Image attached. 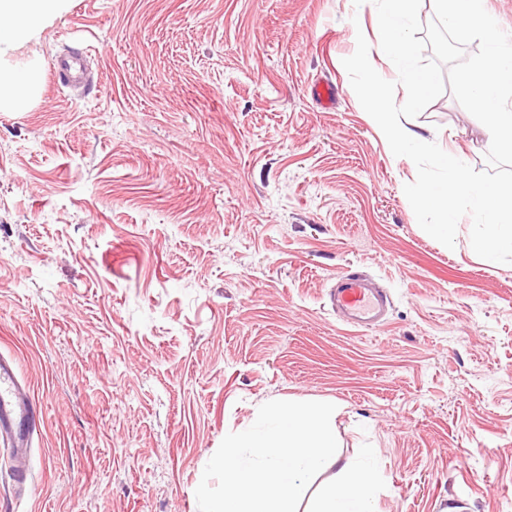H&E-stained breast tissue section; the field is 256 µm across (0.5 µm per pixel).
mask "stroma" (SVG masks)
I'll return each instance as SVG.
<instances>
[{"label": "stroma", "instance_id": "stroma-1", "mask_svg": "<svg viewBox=\"0 0 512 512\" xmlns=\"http://www.w3.org/2000/svg\"><path fill=\"white\" fill-rule=\"evenodd\" d=\"M374 9L67 0L9 53L42 70L0 112V356L43 417L24 488L0 446V512H199L207 462L272 400L337 406L375 512H512V264L469 252L468 219L451 249L418 225L417 168L342 64ZM89 44V82L54 84ZM413 122L487 169L452 92ZM349 270L388 292L382 325L338 319Z\"/></svg>", "mask_w": 512, "mask_h": 512}]
</instances>
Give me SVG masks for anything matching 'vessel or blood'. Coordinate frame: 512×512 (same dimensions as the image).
<instances>
[{"label": "vessel or blood", "instance_id": "1", "mask_svg": "<svg viewBox=\"0 0 512 512\" xmlns=\"http://www.w3.org/2000/svg\"><path fill=\"white\" fill-rule=\"evenodd\" d=\"M53 75L64 85L85 79V55L58 56ZM329 297L343 319L357 328L375 327L388 303L386 294L371 288L367 277L357 271L338 275ZM37 416V408L24 391L13 360L0 357V440L13 450L17 460L14 477L20 483L28 477L25 460L32 446Z\"/></svg>", "mask_w": 512, "mask_h": 512}]
</instances>
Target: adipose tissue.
<instances>
[{
	"mask_svg": "<svg viewBox=\"0 0 512 512\" xmlns=\"http://www.w3.org/2000/svg\"><path fill=\"white\" fill-rule=\"evenodd\" d=\"M66 0H0V53L27 42L46 20L58 16ZM369 121L395 159L419 156L427 141L414 130L402 109L385 93L377 74L367 73L357 87ZM375 471L372 462L342 465L337 479L322 487L314 512H373Z\"/></svg>",
	"mask_w": 512,
	"mask_h": 512,
	"instance_id": "obj_1",
	"label": "adipose tissue"
}]
</instances>
